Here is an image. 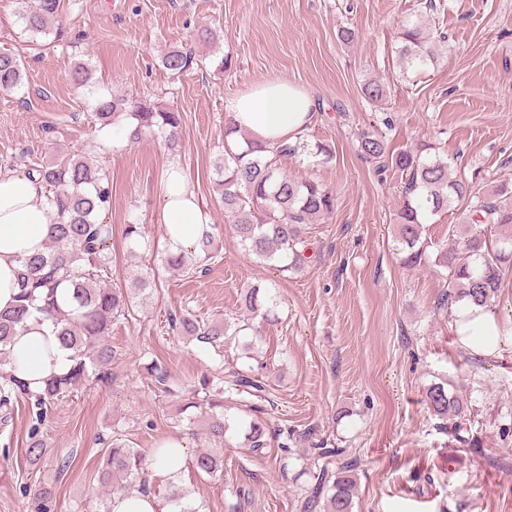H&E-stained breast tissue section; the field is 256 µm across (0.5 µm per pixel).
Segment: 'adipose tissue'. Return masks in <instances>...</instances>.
Segmentation results:
<instances>
[{
	"label": "adipose tissue",
	"mask_w": 512,
	"mask_h": 512,
	"mask_svg": "<svg viewBox=\"0 0 512 512\" xmlns=\"http://www.w3.org/2000/svg\"><path fill=\"white\" fill-rule=\"evenodd\" d=\"M314 102L300 87L285 81H264L230 101L226 109L239 129L255 140L273 144L299 134L310 123ZM162 222L170 252L189 253L210 228V217L178 164L166 171ZM48 191L25 173H0V311L11 309L19 292V258L44 251L50 234ZM493 310L458 304L452 329L470 352H498L503 334ZM15 375L37 392L50 375L64 373L70 364L57 343L50 321L29 318L24 335L11 345Z\"/></svg>",
	"instance_id": "adipose-tissue-1"
}]
</instances>
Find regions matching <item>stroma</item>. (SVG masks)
Listing matches in <instances>:
<instances>
[{
  "label": "stroma",
  "mask_w": 512,
  "mask_h": 512,
  "mask_svg": "<svg viewBox=\"0 0 512 512\" xmlns=\"http://www.w3.org/2000/svg\"><path fill=\"white\" fill-rule=\"evenodd\" d=\"M62 0L67 34L36 53L20 33L19 11L34 0H0V48L19 53L21 88L0 91V172L26 171L61 151L103 167L112 182L110 284L151 277L155 290L112 326L107 378L58 398L43 423L26 400L0 425V512H37L25 490L53 492L54 512H101L99 461L112 436L142 452L177 436L189 453L210 447L207 408L184 409L158 390V363L173 388L196 385L225 365L253 370L266 384L263 419L279 432L262 453L244 448L237 421L224 436V476L188 472L200 512H300L319 472L309 453L328 441L359 462L353 512H512V346L491 356L462 347L452 312L438 309L444 281L436 267L405 266L394 238L401 179L377 175L357 154L358 133L385 134L393 148L437 143L451 172L485 192L512 179V0ZM420 16L442 41L433 65L403 73L397 33ZM355 29L353 43L339 29ZM216 33L211 42L196 33ZM191 47L205 66L166 71L164 53ZM227 68H220L222 59ZM93 71L76 88L75 63ZM264 80H285L313 98L311 143L330 145L331 163L289 160L284 172L336 194L328 218L308 225L307 262L282 273L247 255L214 204L213 165L224 148L225 105ZM385 88L368 100V81ZM182 114L180 141L168 149L148 132L131 142L93 116L94 92ZM178 162L217 226L219 256L205 272L169 269L161 198L165 170ZM128 224L143 225L146 249L130 256ZM259 284L278 306L252 350L186 342L168 323L190 311L200 320L243 317L241 292ZM447 382L468 399L464 441L426 407V388ZM47 448L26 456L32 426ZM290 437L281 443L280 434ZM71 458L67 470L61 459Z\"/></svg>",
  "instance_id": "obj_1"
}]
</instances>
